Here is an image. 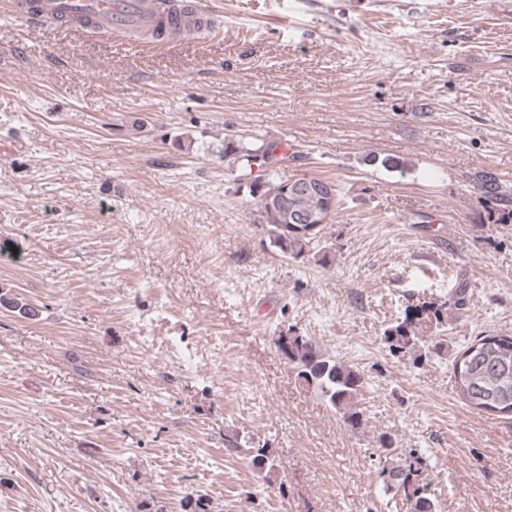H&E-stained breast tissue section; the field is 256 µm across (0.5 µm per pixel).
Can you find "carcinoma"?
Here are the masks:
<instances>
[{
	"instance_id": "1",
	"label": "carcinoma",
	"mask_w": 512,
	"mask_h": 512,
	"mask_svg": "<svg viewBox=\"0 0 512 512\" xmlns=\"http://www.w3.org/2000/svg\"><path fill=\"white\" fill-rule=\"evenodd\" d=\"M277 150L286 154L277 142L264 143L256 149L232 142L225 146L227 152L243 154L248 163ZM264 219L273 232L271 243L283 254L297 258L313 249L314 237L276 234L279 212L268 210ZM424 314L439 324L447 318V308L413 309L402 322L385 330L383 339L390 353L410 354L417 350L421 339L416 334L414 318ZM277 344L288 361L294 363L303 383L315 389L349 427L358 429L363 425V412L358 408L365 385L362 373L321 352L316 342L292 327L288 334L279 336ZM453 377L456 389L469 406L512 419V335L475 337L455 356ZM379 449L376 473L384 493L401 497L410 512H437V502L422 478L423 458L414 450L397 451L395 441L387 434L380 436ZM253 452L252 462L259 471L276 470L277 460L266 446Z\"/></svg>"
}]
</instances>
